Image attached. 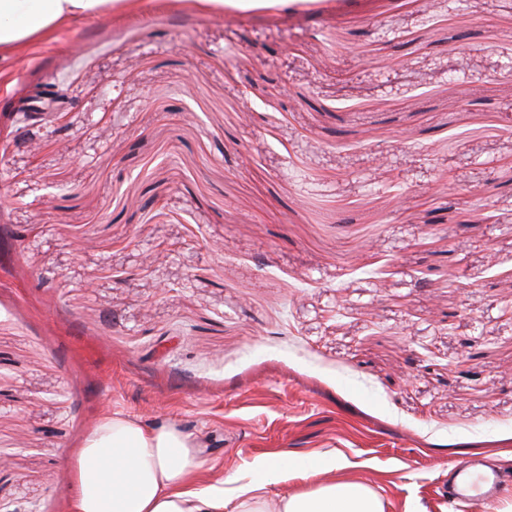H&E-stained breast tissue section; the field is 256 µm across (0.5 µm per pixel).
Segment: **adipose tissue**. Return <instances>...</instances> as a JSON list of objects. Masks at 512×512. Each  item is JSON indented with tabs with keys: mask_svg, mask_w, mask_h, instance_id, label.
<instances>
[{
	"mask_svg": "<svg viewBox=\"0 0 512 512\" xmlns=\"http://www.w3.org/2000/svg\"><path fill=\"white\" fill-rule=\"evenodd\" d=\"M125 0H0V50L70 19L95 17ZM203 466L194 435L174 423L149 426L105 413L86 437L68 476L71 512H224V484L194 486ZM278 512H383L360 483L333 482L280 497Z\"/></svg>",
	"mask_w": 512,
	"mask_h": 512,
	"instance_id": "ef3b65f1",
	"label": "adipose tissue"
}]
</instances>
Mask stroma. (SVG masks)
Masks as SVG:
<instances>
[{"label": "stroma", "mask_w": 512, "mask_h": 512, "mask_svg": "<svg viewBox=\"0 0 512 512\" xmlns=\"http://www.w3.org/2000/svg\"><path fill=\"white\" fill-rule=\"evenodd\" d=\"M511 58L512 0H139L0 52V512H70L111 410L194 433L203 487L507 512ZM36 86L75 104L18 131ZM202 6L205 8L217 7L224 9L229 8H241L247 4L258 7H277L283 5L286 2L293 4H304V3H315V0H200ZM451 468L460 478V487L473 494L491 495L498 486V475L493 468L481 469L469 464H453Z\"/></svg>", "instance_id": "stroma-1"}]
</instances>
